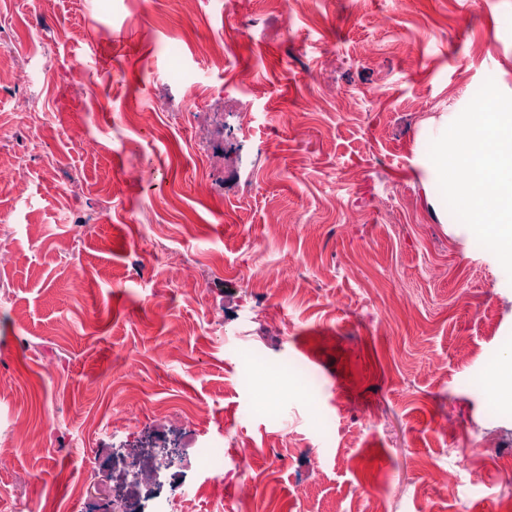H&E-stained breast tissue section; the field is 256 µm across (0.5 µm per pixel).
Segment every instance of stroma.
<instances>
[{
    "label": "stroma",
    "mask_w": 512,
    "mask_h": 512,
    "mask_svg": "<svg viewBox=\"0 0 512 512\" xmlns=\"http://www.w3.org/2000/svg\"><path fill=\"white\" fill-rule=\"evenodd\" d=\"M0 25V58L56 65L24 195L0 194L14 254L0 282L16 289L0 376L24 394L0 400V431L30 418L0 496L36 512L94 458L148 465L183 432L159 409L193 404L226 456L223 512L250 493L253 512H366L372 497L496 512L512 497V402L487 393L512 364V278L434 204L428 155L486 79L512 94V0H0ZM79 60L91 102L69 82ZM23 93L0 85V173L25 150ZM149 233L197 299L169 275L143 281ZM256 270L272 291L250 300ZM117 395L130 431L85 432ZM427 465L453 491L427 485Z\"/></svg>",
    "instance_id": "obj_1"
}]
</instances>
